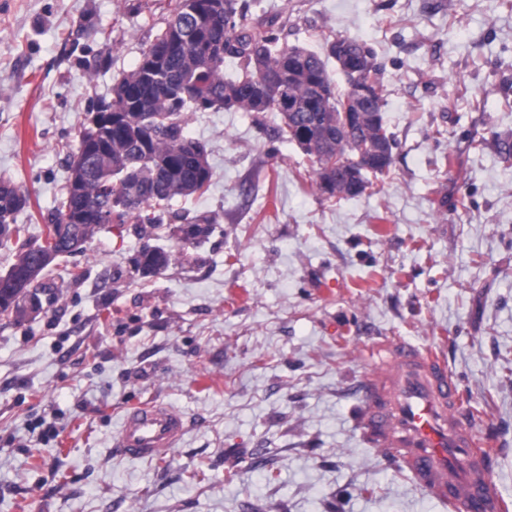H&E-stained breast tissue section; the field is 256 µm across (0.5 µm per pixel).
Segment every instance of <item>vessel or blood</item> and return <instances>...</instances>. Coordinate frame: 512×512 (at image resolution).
Masks as SVG:
<instances>
[{
	"mask_svg": "<svg viewBox=\"0 0 512 512\" xmlns=\"http://www.w3.org/2000/svg\"><path fill=\"white\" fill-rule=\"evenodd\" d=\"M368 356L371 370L357 385L362 433L449 512H506L493 479L494 455L463 412L460 383L444 359L403 340L375 344ZM185 430L180 410L149 401L124 414L117 451L149 460L176 447Z\"/></svg>",
	"mask_w": 512,
	"mask_h": 512,
	"instance_id": "1",
	"label": "vessel or blood"
}]
</instances>
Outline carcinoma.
I'll return each instance as SVG.
<instances>
[{
    "label": "carcinoma",
    "instance_id": "obj_1",
    "mask_svg": "<svg viewBox=\"0 0 512 512\" xmlns=\"http://www.w3.org/2000/svg\"><path fill=\"white\" fill-rule=\"evenodd\" d=\"M176 30L189 36V46L169 51L168 39ZM347 41L369 63L382 92H387L374 49L355 38ZM214 42L223 49L210 55L207 49ZM290 50L297 51L292 60L288 59ZM255 54L284 63L289 72L284 92L288 103L281 106L272 95L263 111L280 113L277 137L296 142L312 158L321 193L339 199L357 197L345 181L328 176L326 166L336 157L351 163L371 145H382L387 163L360 168L361 184L371 187L373 180L389 173L396 140L384 121L385 96H380L375 111L362 114L357 132L349 134L339 126L343 94L336 91L326 61L311 50L288 44L276 19L251 24L237 11L236 0H176L166 28L143 51L136 68L113 86L112 101L96 106L100 112L123 113L120 122L110 128L89 125L81 131L79 144L102 143L103 152L85 162L82 174L69 178L60 206L49 218L55 233L64 240L74 235L83 244L103 224L101 215L121 202L119 217L137 224L139 235L149 238L163 223L173 199L203 192L212 172L200 166L193 142L186 136L185 113L215 107L258 111L254 93L262 76L254 66ZM227 58L238 60L239 74L231 79L224 78ZM493 145L499 160L512 168V135L496 136ZM116 168L132 173V178L122 180ZM28 202V196L12 182L0 181V239L15 240L18 254L13 266L32 271L36 289V281L47 268L38 265L46 246L28 243L23 239L25 229L15 223L16 214ZM179 219L184 221L181 231L188 243L206 239L213 231L209 216L185 213ZM172 258V252L146 244L136 267L144 276L155 275ZM0 315L24 318V301L5 299L0 302Z\"/></svg>",
    "mask_w": 512,
    "mask_h": 512
}]
</instances>
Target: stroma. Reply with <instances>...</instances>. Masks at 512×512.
<instances>
[{
	"label": "stroma",
	"instance_id": "stroma-1",
	"mask_svg": "<svg viewBox=\"0 0 512 512\" xmlns=\"http://www.w3.org/2000/svg\"><path fill=\"white\" fill-rule=\"evenodd\" d=\"M288 44L371 45L398 149L378 190L329 199L276 112L186 115L213 176L171 211L177 254L141 276L134 224L96 229L39 278V312L0 316V512H448L355 423L369 344L443 355L512 512V169L472 141L512 133V0H244ZM175 0H10L0 9V179L42 243L93 105L138 64ZM158 400L190 427L121 457L124 412ZM275 481H268V472ZM198 481H189L190 473ZM177 218L185 221L181 227L183 232V240L188 243H196L203 239H207L212 231L214 221L206 215H195L189 217V213L177 215Z\"/></svg>",
	"mask_w": 512,
	"mask_h": 512
}]
</instances>
